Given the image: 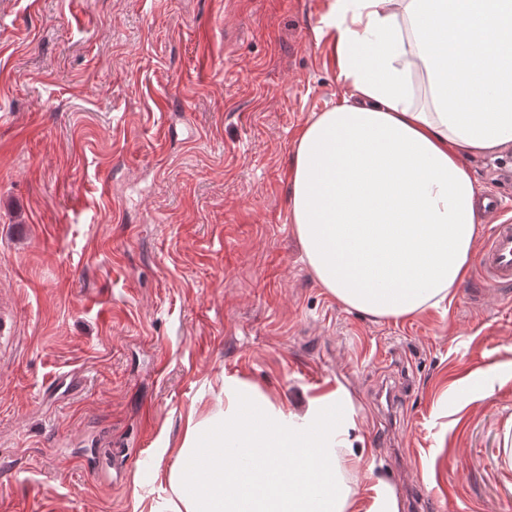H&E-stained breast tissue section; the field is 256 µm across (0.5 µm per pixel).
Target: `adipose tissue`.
<instances>
[{
  "instance_id": "obj_1",
  "label": "adipose tissue",
  "mask_w": 512,
  "mask_h": 512,
  "mask_svg": "<svg viewBox=\"0 0 512 512\" xmlns=\"http://www.w3.org/2000/svg\"><path fill=\"white\" fill-rule=\"evenodd\" d=\"M340 100L294 143L288 220L343 306L402 318L468 275L479 232L470 160L512 144V0H328ZM186 418L162 512H356L341 480L367 462L343 392L294 412L223 377Z\"/></svg>"
}]
</instances>
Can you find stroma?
I'll return each mask as SVG.
<instances>
[{"label": "stroma", "instance_id": "35a3bbf8", "mask_svg": "<svg viewBox=\"0 0 512 512\" xmlns=\"http://www.w3.org/2000/svg\"><path fill=\"white\" fill-rule=\"evenodd\" d=\"M325 3L0 0V512H151L226 374L294 411L347 390L361 512L382 483L512 512V300L473 266L419 314L345 308L288 222L299 129L343 93ZM470 166L512 195V148Z\"/></svg>", "mask_w": 512, "mask_h": 512}]
</instances>
